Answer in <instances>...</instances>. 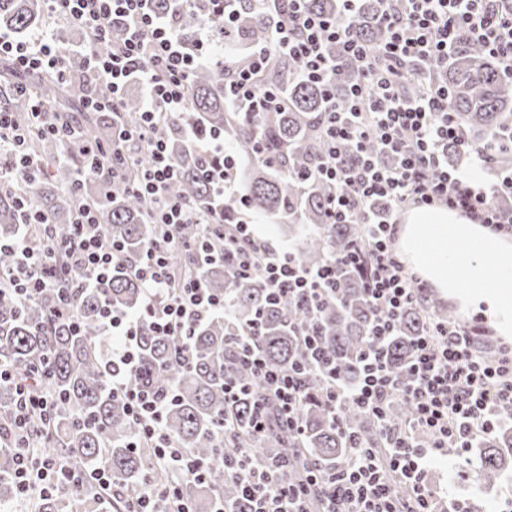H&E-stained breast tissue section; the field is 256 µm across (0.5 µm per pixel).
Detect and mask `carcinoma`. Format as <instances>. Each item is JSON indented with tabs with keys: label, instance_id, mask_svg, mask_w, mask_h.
<instances>
[{
	"label": "carcinoma",
	"instance_id": "cac0c4a2",
	"mask_svg": "<svg viewBox=\"0 0 512 512\" xmlns=\"http://www.w3.org/2000/svg\"><path fill=\"white\" fill-rule=\"evenodd\" d=\"M157 15L176 21L189 31L199 24L216 29L230 48H256L265 43L269 27L285 18V2L279 14L269 15L255 0H236L234 22L226 27L215 16L189 8L179 0H149ZM380 0H360L349 28L351 35L375 54L385 46L386 34L376 16ZM42 15L40 0H0V31L15 36L27 33ZM298 65L286 54L272 59L263 81L284 99V108L240 112L224 96V69L205 66L191 78L185 108L159 118L153 135L164 141L179 176L168 190L170 196L206 212H224L223 224L236 221L242 205L249 211L279 220V227L292 240L302 235L307 246L297 251L301 265L315 268L331 255H339L362 235L359 224L325 223L329 187L311 175L325 151L323 122L327 97L322 87L297 77ZM75 76L68 84H56L44 92L50 119L58 124L71 123L81 138L91 144H104L112 138V114L100 112L89 118L80 115L84 91L80 73L84 62L72 60ZM426 76L448 86V106L466 138L481 145L498 137L488 164L501 171L512 168V80L502 74L497 58L475 40L462 38L448 54V65L426 72ZM360 74L351 60L343 63L336 77V101L345 100L349 88ZM22 78L4 69L0 80V109L13 113L16 125L29 132V151L41 160L42 168L24 179L20 191L12 181L0 184V242L12 245L21 228L28 237L40 241L51 238L66 242L71 237L72 215L78 205L89 203L97 210V219L105 235L122 248L112 264V280L107 288H78L67 253L58 256L57 271L64 285H73L72 311L81 326L73 332L70 321L60 315L57 292L45 290L21 300L10 290L7 280L16 273V261L8 250L0 251V363L21 375L47 362L48 378L43 390L62 394L49 426L31 419L29 430L46 437L53 454L72 469H87L104 462L112 477L110 495L88 482L64 481L58 490L37 501V512H127L129 496L144 480L164 483L170 472L155 465L154 448L149 442L129 446L133 423L122 399L106 388L109 370L102 359L106 342L101 329L104 307L136 312L143 288L131 268L142 250L160 239L164 227L151 223L146 202L127 187L129 179L149 165L150 157L136 152L135 167L124 175L104 178L91 169V158L67 149L57 137L35 123L27 96L16 91ZM65 101L61 110L57 102ZM144 105L138 95L124 98L125 125H138ZM218 133L239 156L251 164L237 170L242 190L236 197L218 200L208 178L212 159L201 155L190 144L194 136L207 138ZM29 202L48 219L46 224L22 225L20 200ZM205 240L201 226L182 224L177 244L169 252L175 272L174 282L189 275L198 276L216 296L231 301L234 324L215 316L195 327L189 339L187 355L172 336L155 332L150 322L141 324L137 336L138 366L134 382L168 396L164 429L173 441L194 458L211 463L203 483L189 481L184 494L195 512H217L229 506L235 512H248L238 496L234 473L224 469L219 458L217 430L227 420L232 433L224 440L227 448L249 447L260 460L279 455L282 474L295 479L298 459L330 471L344 464L348 456V437L361 445L377 448L385 443L375 418L350 405L343 412L347 433H342L320 401L324 372L310 367L302 339L309 322L325 350L327 366L346 384L361 378L359 355L364 350L375 321L374 308L364 291L363 281L354 268L341 272L338 289L323 302L314 315H308L296 302L283 299L271 302L263 276L254 271L240 273L235 249L224 250V258L199 262L193 246ZM435 320L448 321V310L435 298L400 312L395 335L381 349L389 370L397 377L405 374L413 353V341L424 335ZM254 327L255 342L268 366L276 370L294 368L303 372L305 398L300 420L303 435L298 437L283 426L275 412L268 414L263 436L252 428L257 393L250 386L249 370L242 364V352L235 341L234 326ZM234 379L243 392L234 402L224 398L225 381ZM16 404L15 389L0 386V504L8 505L18 497L12 480L14 467L11 446ZM412 405L402 396L389 407L390 419L404 424L413 417ZM474 476L480 484H492L512 467V428H501L480 441L474 462Z\"/></svg>",
	"mask_w": 512,
	"mask_h": 512
}]
</instances>
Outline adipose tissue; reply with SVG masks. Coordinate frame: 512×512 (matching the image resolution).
Returning a JSON list of instances; mask_svg holds the SVG:
<instances>
[{
    "instance_id": "adipose-tissue-1",
    "label": "adipose tissue",
    "mask_w": 512,
    "mask_h": 512,
    "mask_svg": "<svg viewBox=\"0 0 512 512\" xmlns=\"http://www.w3.org/2000/svg\"><path fill=\"white\" fill-rule=\"evenodd\" d=\"M455 238L464 249L457 263L459 276L448 275V253L442 247ZM400 249L432 288L443 297L465 291L470 303L483 304V314L502 335L512 334V245L488 233L460 213L438 208H414L403 217ZM494 255L509 275L486 285L485 255Z\"/></svg>"
}]
</instances>
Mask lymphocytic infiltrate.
Masks as SVG:
<instances>
[{
    "instance_id": "lymphocytic-infiltrate-1",
    "label": "lymphocytic infiltrate",
    "mask_w": 512,
    "mask_h": 512,
    "mask_svg": "<svg viewBox=\"0 0 512 512\" xmlns=\"http://www.w3.org/2000/svg\"><path fill=\"white\" fill-rule=\"evenodd\" d=\"M306 2L288 0V14L271 30L266 44L253 50L249 61L228 63L231 101L243 112L259 101L271 109L280 107L277 94L260 84L275 53L291 56L303 80L328 90L339 63L327 54V43L341 45L344 58L358 62L361 81L350 89L346 107L334 101L328 106L327 149L314 174L331 189L327 223H359L364 235L347 252L329 257L314 269L303 267L289 253L256 243L247 220H239L227 239L247 246L239 261L242 272L260 271L274 299L289 297L311 311L335 290L343 268L351 266L362 274L375 310L371 340L361 354L364 376L353 386L328 379L321 398L336 415L348 404L363 406L379 421L388 445H352L345 464L330 475L308 468L293 483L279 478V464L252 466L247 448L222 455L221 460L237 476L250 512H462L449 508L430 488V465L437 452H466L476 439L493 435L504 420L512 419V349L489 347L478 325L436 322L416 340L407 376L401 379L386 368L380 348L394 332V314L423 299L393 247L396 213L415 204H439L494 231L512 233V211L496 203L501 194H512V173L485 188L449 166L448 144H457L463 157L472 160L480 159L484 151L466 140L449 112L447 87L423 76L430 67L446 65L452 44L465 34L481 40L498 58L503 74L512 79V5L492 15L485 0H383L377 20L389 30L390 38L382 55L375 57L348 32L358 0H337L335 18L310 11ZM51 12L88 35L80 48L92 79L84 93L88 109L109 111L117 119L131 84L146 91L136 131L89 148L97 170L112 174L132 162V145L150 153V166L131 187L150 202L153 223L166 228L162 241L146 247L133 270L143 285L141 309L135 313L111 310L105 316L104 333L112 338L105 350L107 361L127 368L135 362L136 335L143 319H150L160 333L185 341L194 325L224 314L227 308L224 299L212 295L198 280L180 286L173 283L168 249L175 242V229L192 221L207 228L219 223L220 217L214 212L194 213L185 202L168 196L166 188L175 169L165 143L153 136L161 114L185 107L194 71L213 61L211 38L202 25L194 29L192 38H185L182 29L149 9L148 0H51ZM116 24L124 27L125 37L114 46L110 35ZM2 56L21 71H38L58 83L68 78L66 55L49 34L18 40L0 33ZM414 77L418 88L406 95L403 86ZM11 126L10 113L0 111V157L12 159L11 171L20 181L38 172L39 162L25 154V137L11 133ZM193 145L219 159L210 182L217 196H226L236 181V156L226 151L220 138L197 139ZM347 146L357 152L356 163L344 160ZM378 201L385 203L384 213L373 210ZM96 225L94 208L84 205L65 245L47 240L36 247L28 237L18 238L14 250L20 273L11 280L14 292L25 299L35 292L58 290L63 311H70L71 301L60 289L54 263L61 248L68 252L81 287H106L119 248ZM245 362L258 395L255 433L265 431L271 407L289 430L300 431L304 396L299 371L272 370L256 354L247 355ZM6 383L15 386L19 396L15 420L19 444L13 450L12 477L21 501L51 494L65 477L109 489L112 480L105 467L65 472L57 457L28 431L30 418L52 413L55 396L0 364V385ZM110 386L128 405L136 442H151L158 463L171 473L167 483L144 482L131 500L130 512H194L184 500L183 486L188 480L205 481L207 464L175 447L164 430V403L158 394L137 387L127 372L113 375ZM398 394L414 407L412 422L400 427L390 422L386 411ZM398 479L410 485V500L400 502L393 496L392 483Z\"/></svg>"
}]
</instances>
